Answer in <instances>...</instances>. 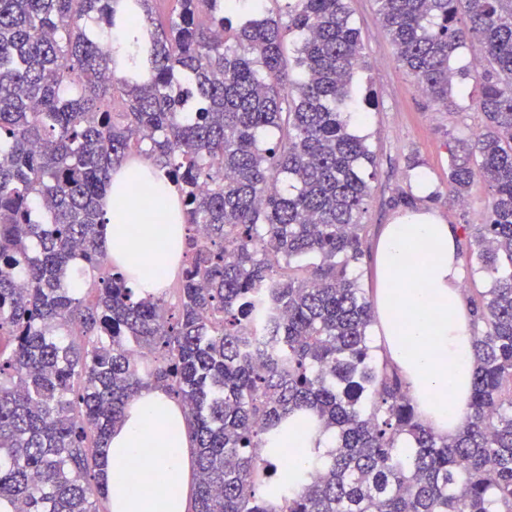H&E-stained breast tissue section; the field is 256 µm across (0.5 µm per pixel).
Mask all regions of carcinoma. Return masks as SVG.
Returning a JSON list of instances; mask_svg holds the SVG:
<instances>
[{
  "instance_id": "carcinoma-1",
  "label": "carcinoma",
  "mask_w": 512,
  "mask_h": 512,
  "mask_svg": "<svg viewBox=\"0 0 512 512\" xmlns=\"http://www.w3.org/2000/svg\"><path fill=\"white\" fill-rule=\"evenodd\" d=\"M0 0V502L12 512H111L98 471L148 386L184 409L192 512H512V0H375L398 62L456 110L480 81L484 130L448 134V195L491 190L463 224L474 371L463 428L422 422L371 329L353 268L373 162L351 131L365 66L349 0H288V24L228 0ZM139 60L117 71L112 28ZM471 41L480 73L459 67ZM123 111H112L115 98ZM143 159L181 186L176 299L139 296L103 249L112 172ZM440 195L401 191L415 209ZM274 293L268 311L257 303ZM265 328L275 359L245 353ZM336 437L305 475L280 467L288 420ZM267 448L264 456L255 452Z\"/></svg>"
}]
</instances>
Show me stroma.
<instances>
[{"label": "stroma", "instance_id": "1", "mask_svg": "<svg viewBox=\"0 0 512 512\" xmlns=\"http://www.w3.org/2000/svg\"><path fill=\"white\" fill-rule=\"evenodd\" d=\"M350 7L366 61L365 68L355 76V84L372 100L365 121L357 126L359 134L367 136L375 159L362 217L370 244H377L386 225L410 218V211L394 207L393 200L421 177L431 190L441 194L431 210L443 223L454 228L477 223L488 190L482 181H475L466 206L448 197V153L444 144L449 134L469 136L481 131L482 113L469 102L456 111H438L398 64L375 0H351ZM410 157L420 160L418 171L407 170Z\"/></svg>", "mask_w": 512, "mask_h": 512}]
</instances>
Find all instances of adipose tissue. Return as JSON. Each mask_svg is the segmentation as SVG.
Wrapping results in <instances>:
<instances>
[{
  "instance_id": "ef3b65f1",
  "label": "adipose tissue",
  "mask_w": 512,
  "mask_h": 512,
  "mask_svg": "<svg viewBox=\"0 0 512 512\" xmlns=\"http://www.w3.org/2000/svg\"><path fill=\"white\" fill-rule=\"evenodd\" d=\"M147 183L156 199H134V185ZM175 183L144 162L112 174L102 199L104 245L112 261L141 290L163 279L141 277L144 262L157 257L167 269L181 259L186 226L176 208ZM413 237L427 253L411 261L404 242ZM374 297L391 361L406 377L422 418L441 434L459 429L469 412L473 332L461 292L456 236L429 212L386 225L376 253ZM332 433L315 420L288 430L287 447L298 449L306 468L322 466ZM193 456L180 405L163 390L147 387L131 402L124 422L110 435L101 478L111 490L112 512H170L186 502Z\"/></svg>"
}]
</instances>
